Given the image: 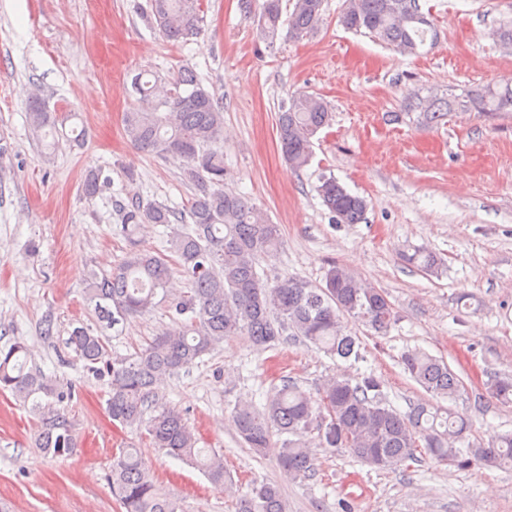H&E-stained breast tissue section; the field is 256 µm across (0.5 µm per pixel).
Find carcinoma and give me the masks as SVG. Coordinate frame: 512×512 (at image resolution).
<instances>
[{
    "label": "carcinoma",
    "mask_w": 512,
    "mask_h": 512,
    "mask_svg": "<svg viewBox=\"0 0 512 512\" xmlns=\"http://www.w3.org/2000/svg\"><path fill=\"white\" fill-rule=\"evenodd\" d=\"M323 4L324 0H293L288 36L316 33ZM281 16L282 0H263L257 20L262 39H277ZM147 17L176 43L198 36L204 24L199 0H148ZM339 22L408 55L418 53L427 36H436L418 0H345ZM133 85L138 98L123 116L126 138L140 151L181 163L193 194L183 213L139 200L118 205L129 249L111 270L89 274L87 296L98 320L108 326L162 305L178 327L163 329L140 352L114 361L108 358L103 338L91 328H75L68 344L88 369L96 372L97 364L106 365V412L113 423L145 429L153 447L200 470L220 487L228 478L224 457L199 447L201 438L184 414L155 395L159 379L189 370L224 338L239 334L268 349L289 333L332 357L358 359L357 339L346 333L344 319L384 334L395 323L396 312L384 291L340 265H330L320 285L296 277L264 279L257 266L261 258L280 249L281 228L248 199L224 191V110L218 101L189 67L180 69L165 86L139 75ZM471 108L512 112V82L446 99L418 97L409 105V111L427 123ZM27 119L36 134L54 124L39 90L28 98ZM331 119L319 97L292 95L277 113L282 157L296 169L306 167L312 158V138ZM100 187L99 173L88 170L82 183L85 198L94 199ZM317 191L335 223L357 224L363 219L366 200L334 177H321ZM150 224L170 227L168 254L140 247L138 235ZM402 257L427 276L439 277L446 269L444 260L431 252L416 250ZM177 272L187 278L188 288H173ZM28 358L29 349L21 341L0 347V392L29 407L37 448L54 457L70 454L77 446L65 405L71 390L29 368ZM400 364L436 397L454 401L463 392L461 378L426 352L408 349L400 355ZM486 393L512 403V379L491 378ZM232 423L242 442L258 455L268 447L272 431L290 435L283 442L279 466L292 480L313 475L306 440L312 430L317 431L319 447L344 449L375 469L397 468L425 457L459 470L478 463L512 466V432L486 445L469 440L471 422L450 408L418 402L401 413L387 403L381 381L371 373L355 380L329 378L315 396L283 377L262 408L238 403ZM108 481L121 512H180L177 499L154 481L133 447L113 455ZM236 512H288V507L279 485L263 482L239 499Z\"/></svg>",
    "instance_id": "1"
}]
</instances>
